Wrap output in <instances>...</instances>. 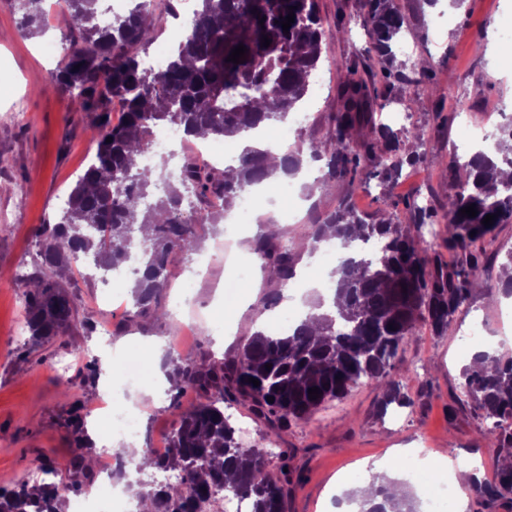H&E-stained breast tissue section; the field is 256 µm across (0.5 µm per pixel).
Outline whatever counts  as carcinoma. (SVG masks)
I'll return each instance as SVG.
<instances>
[{
	"mask_svg": "<svg viewBox=\"0 0 512 512\" xmlns=\"http://www.w3.org/2000/svg\"><path fill=\"white\" fill-rule=\"evenodd\" d=\"M14 2L22 31L31 36L44 33L42 0ZM99 2L65 0L72 36L65 37L67 51L50 87L77 93L85 111L96 113L91 139L97 148L56 222L42 225L36 235L34 269L21 284L34 346L52 342L73 324L88 334L97 329L95 315L79 313L70 284L64 281L79 255L92 257L104 276L123 268L130 251L139 250L144 262L131 274L130 320L161 317L159 298L171 256L188 257L201 245L196 225L184 217L186 193L208 206L200 215L202 223L217 225L224 219L227 200L270 182L276 172L266 166L268 151L249 147L222 169L189 153L182 154L173 174L168 172V156L145 167L137 158L151 145L155 129L176 127L192 142L200 136L235 138L285 121L307 95L309 78L327 44L345 33L339 23L329 30L322 27L317 0H201L184 40L173 49L164 71L155 75L142 68L140 54L159 3L142 0L104 26ZM291 12L294 22L285 33L281 22ZM359 17L381 57L380 80L400 83L409 102L416 103L412 80L390 64L392 44L405 25L394 0H360ZM265 37L271 41L267 47ZM240 44L246 47L243 62L227 61ZM341 97L342 109L331 116L334 130L328 140L315 146L301 138L285 153L282 174L289 179L302 172L307 160L322 162L319 178L304 185L308 194L330 183L353 187L367 169L392 186L406 166L445 164L406 151V143L419 139L417 132L376 121L375 112L388 107L377 89L350 78ZM117 105L120 115L114 122ZM456 168L464 173L458 189L436 208L407 204L409 225L362 214L347 199L309 225L303 236L308 253L326 241H338L345 248L331 272L338 307H325L320 296L312 302L318 313L299 321L288 334L270 336L257 330L230 358L213 355L186 363L169 359L172 390L178 394L191 389L197 399L182 409L165 456L126 448L142 473L183 474V484L146 493L151 512H169L172 501L178 504L174 512H199L201 502L220 488L248 500L251 512H288L291 457L280 452L277 474H272L261 449L239 442L237 429L224 415L227 396L250 401L258 417L279 429L308 418L360 383L374 385L384 411L392 404L410 405L400 385L389 379L399 346L421 325L436 337L448 331L488 260L486 237L499 225L512 224V177H498L500 170H512V123L501 126L492 149L478 147ZM471 204L477 210L473 218L461 214ZM439 213L448 226V249L458 254L453 267L444 266L410 229L435 223ZM488 214L494 220L486 227L482 220ZM370 243L374 251L367 258L359 246ZM255 251L282 283L294 277L292 229L261 236ZM494 287L496 293L512 297L511 250ZM251 377L260 384L249 382ZM313 387L319 388L315 400L308 394ZM463 394L485 423L487 447L512 450V355L484 353L480 362L468 364ZM269 397L274 401H267ZM80 409L74 404L69 419L75 451L66 466L40 464L56 474L55 481L0 486V512H63V493L78 494L93 484L98 469ZM469 491L484 503L512 500V465L499 469L490 483L474 481ZM378 494L383 502L377 505L354 493L344 501L357 512H421L412 495L405 500L391 497L383 485Z\"/></svg>",
	"mask_w": 512,
	"mask_h": 512,
	"instance_id": "obj_1",
	"label": "carcinoma"
}]
</instances>
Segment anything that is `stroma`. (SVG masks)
<instances>
[{"label":"stroma","mask_w":512,"mask_h":512,"mask_svg":"<svg viewBox=\"0 0 512 512\" xmlns=\"http://www.w3.org/2000/svg\"><path fill=\"white\" fill-rule=\"evenodd\" d=\"M53 3L44 0L47 31L31 37L20 28L13 0H0V73L7 78L6 84H0V486L28 480L43 462L67 464L74 449L67 425L71 404L93 403L82 375L88 357L100 356L104 376H111L122 354L142 350L145 341L164 343L182 336L185 320L196 330L184 336L182 360L230 356L262 321L287 316L295 301L288 286L265 277L254 252L264 224L284 221L283 208L271 207L257 211L250 223L223 225L227 249L218 248L219 237L206 236L201 251L211 256V270L194 287L182 286L190 259L175 258L160 302L168 307L176 296H187L181 319L128 320L125 305L106 300L115 292L130 297L127 283L93 281L77 271L71 291L78 307L111 327L115 352L103 353L98 334L78 329L44 347L30 346L21 326L23 291L13 280L18 269L29 268L40 226L55 222L62 199L95 150L90 132L94 113L85 111L75 95L47 86L57 64L48 61L41 48L51 42L58 55H65L68 32L67 16ZM317 4L325 28L340 22L347 33L323 52L315 76L322 92L308 95L298 107L305 121L292 116L274 124V131L291 143L301 138L324 143L333 128L329 116L340 107L339 90L347 77L368 84L374 80L359 0H317ZM396 5L407 24L393 47L395 64L412 80L418 102L409 105L399 87L391 86L387 91L391 104L382 120L388 124L393 115L406 114L407 125L421 137L418 151L426 157L446 163L455 155L469 154L476 141L468 122L499 127L503 120L496 114L498 101L512 103V55L502 53L489 39L490 21L512 27V0H463L455 7L448 0L432 5L427 0H396ZM450 180L445 164H416L404 170L391 191L375 178L353 191L330 184L300 208L295 226L313 223L346 196L360 212L390 215L405 224L407 201L443 199ZM497 275L496 266L486 267L478 278L479 288L456 313L448 334L437 338L424 328L402 346L390 376L401 383L410 406L380 412L378 390L363 383L309 419L280 430L278 444L287 449L300 474L288 512H330L337 476L360 482L364 464L407 461L410 448L436 458L498 464V453L488 452L482 438L481 417L458 400L467 361L462 352L465 334L477 328L484 336L502 338L512 346V332L503 333L499 319L512 310V301L495 299L487 288ZM272 292L281 296L278 307L262 311L264 297ZM195 398L190 389L175 399L138 387L119 396L117 403L140 405L142 433L154 443L168 439L182 407Z\"/></svg>","instance_id":"obj_1"}]
</instances>
